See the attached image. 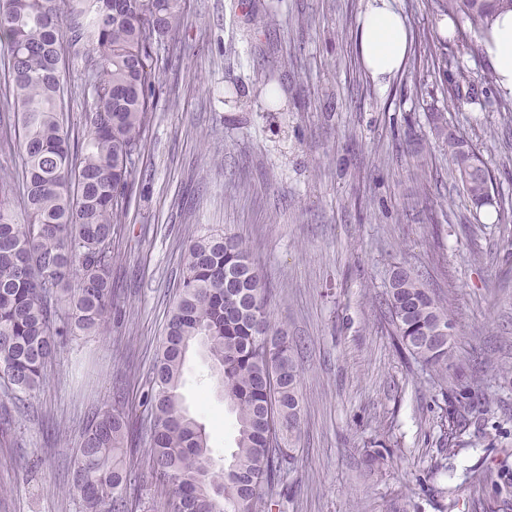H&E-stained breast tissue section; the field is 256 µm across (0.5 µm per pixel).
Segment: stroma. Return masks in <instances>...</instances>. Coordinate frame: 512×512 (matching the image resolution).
Here are the masks:
<instances>
[{"mask_svg":"<svg viewBox=\"0 0 512 512\" xmlns=\"http://www.w3.org/2000/svg\"><path fill=\"white\" fill-rule=\"evenodd\" d=\"M363 0H185L162 47L145 175L113 240L106 330L76 336L12 408L0 442V512H82L69 477L93 415L141 414L142 391L185 264L213 232L246 244L278 328L298 345L302 435L272 512H512V125L497 91L445 97L423 55L439 37L435 0H395L411 29L403 71L373 82L356 50ZM288 109L271 113L264 85ZM443 112L495 178L484 207L459 191L429 116ZM411 267L457 320L461 374L441 390L395 351L381 301ZM485 360L487 382L469 367ZM217 465L235 417L191 351L180 389ZM476 410L451 448L456 398ZM384 462L369 468L366 455ZM136 512H162L142 443Z\"/></svg>","mask_w":512,"mask_h":512,"instance_id":"35a3bbf8","label":"stroma"}]
</instances>
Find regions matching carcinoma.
<instances>
[{
	"mask_svg": "<svg viewBox=\"0 0 512 512\" xmlns=\"http://www.w3.org/2000/svg\"><path fill=\"white\" fill-rule=\"evenodd\" d=\"M437 16L486 37L512 0H435ZM182 0H0V42L17 112L0 122V381L18 402L45 382L44 369L71 336H95L112 299L115 227L124 223L159 90L158 49L184 25ZM86 50L84 140L73 141L61 44ZM463 194L487 204V169L465 170L473 151L432 120ZM396 350L448 380L455 324L418 275L396 268L384 299ZM203 349L236 421V448L214 469L206 426L179 388L188 352ZM148 451L167 512H269L268 492L295 460L301 373L288 335L272 325L268 290L244 243L202 234L188 245L178 295L147 381ZM131 428L104 410L83 435L73 487L83 512H129L123 448Z\"/></svg>",
	"mask_w": 512,
	"mask_h": 512,
	"instance_id": "cac0c4a2",
	"label": "carcinoma"
}]
</instances>
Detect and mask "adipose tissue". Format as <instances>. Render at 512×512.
I'll return each instance as SVG.
<instances>
[{
	"mask_svg": "<svg viewBox=\"0 0 512 512\" xmlns=\"http://www.w3.org/2000/svg\"><path fill=\"white\" fill-rule=\"evenodd\" d=\"M411 42V32L394 0H366L359 15L356 46L373 81L384 85L402 72ZM483 49L498 88L512 95V11L494 16Z\"/></svg>",
	"mask_w": 512,
	"mask_h": 512,
	"instance_id": "obj_1",
	"label": "adipose tissue"
}]
</instances>
